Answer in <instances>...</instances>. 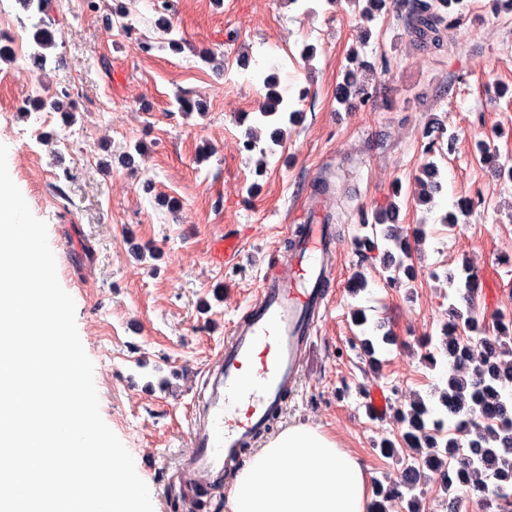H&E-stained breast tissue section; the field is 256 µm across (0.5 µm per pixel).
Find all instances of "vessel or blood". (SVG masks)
I'll return each mask as SVG.
<instances>
[{
  "label": "vessel or blood",
  "instance_id": "vessel-or-blood-1",
  "mask_svg": "<svg viewBox=\"0 0 512 512\" xmlns=\"http://www.w3.org/2000/svg\"><path fill=\"white\" fill-rule=\"evenodd\" d=\"M321 213L305 225L290 258L269 271L249 319L237 327L207 377L208 396L191 427L186 465L201 487L218 486L242 446L264 431L297 385L315 313L331 282V238Z\"/></svg>",
  "mask_w": 512,
  "mask_h": 512
}]
</instances>
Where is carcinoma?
<instances>
[{
  "instance_id": "carcinoma-1",
  "label": "carcinoma",
  "mask_w": 512,
  "mask_h": 512,
  "mask_svg": "<svg viewBox=\"0 0 512 512\" xmlns=\"http://www.w3.org/2000/svg\"><path fill=\"white\" fill-rule=\"evenodd\" d=\"M18 3L26 12L39 15L32 23L34 68L42 71L50 63L60 64L61 57L50 53L57 45L56 33L42 17L43 0H18ZM157 11L162 13L158 28L170 36L168 43L177 47L179 40L171 37L176 32L174 21L163 16L168 11L165 0ZM450 28L446 17L437 10L435 0H414L409 18L412 42L439 50L444 47L446 31ZM264 86L267 94L256 118L258 122L277 120L286 112L273 78L267 77ZM476 285V275L467 267L458 280L449 281V287L467 295L475 292ZM450 313L452 320L442 329L439 343L424 356L432 366L438 354L448 360V388L440 392L442 413L448 417V425H434V418L423 401L410 403L409 410L401 417L404 424L401 446L389 441L381 451L387 455L404 454V470L412 472L413 478L408 483L396 479L387 489H377L376 495L382 501L375 503V512H387L385 503L401 498L405 491L411 494L412 512H420L414 491L425 467L456 462L466 475L464 485L475 492L490 491L497 496L502 495L500 487L496 485L490 490L488 482L495 480L503 468L512 469V397L508 395L512 387V320L499 315L494 322L495 336L483 342L485 354L463 368L458 354L467 347L465 332L473 329V320L454 305Z\"/></svg>"
}]
</instances>
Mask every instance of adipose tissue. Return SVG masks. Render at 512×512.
<instances>
[{
    "mask_svg": "<svg viewBox=\"0 0 512 512\" xmlns=\"http://www.w3.org/2000/svg\"><path fill=\"white\" fill-rule=\"evenodd\" d=\"M362 461L321 426L297 422L251 450L233 473L227 512H374Z\"/></svg>",
    "mask_w": 512,
    "mask_h": 512,
    "instance_id": "adipose-tissue-1",
    "label": "adipose tissue"
}]
</instances>
